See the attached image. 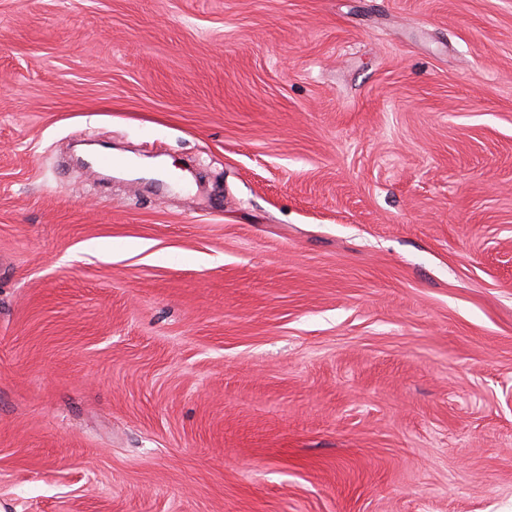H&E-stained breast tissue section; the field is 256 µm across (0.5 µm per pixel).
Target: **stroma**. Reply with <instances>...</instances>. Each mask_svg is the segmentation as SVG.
Here are the masks:
<instances>
[{
    "label": "stroma",
    "mask_w": 512,
    "mask_h": 512,
    "mask_svg": "<svg viewBox=\"0 0 512 512\" xmlns=\"http://www.w3.org/2000/svg\"><path fill=\"white\" fill-rule=\"evenodd\" d=\"M0 512H512V0H0Z\"/></svg>",
    "instance_id": "1"
}]
</instances>
